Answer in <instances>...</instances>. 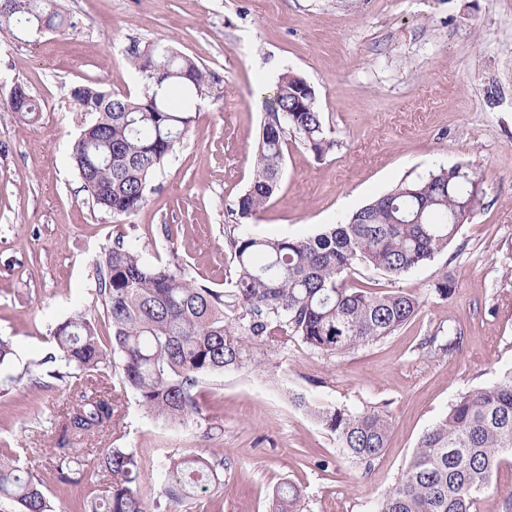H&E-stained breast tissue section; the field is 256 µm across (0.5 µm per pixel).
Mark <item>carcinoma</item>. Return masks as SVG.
<instances>
[{"label": "carcinoma", "instance_id": "1", "mask_svg": "<svg viewBox=\"0 0 512 512\" xmlns=\"http://www.w3.org/2000/svg\"><path fill=\"white\" fill-rule=\"evenodd\" d=\"M74 26L61 0H0V37L6 40ZM128 55L147 94L113 95L92 84L71 93L80 111L91 116L72 143V160L92 203L118 221L144 207L151 178L183 143L198 103L221 95V79L190 57L136 43ZM305 84L296 74H282L267 105L252 181L237 199L236 222L224 230L235 266L230 287L211 288L179 264H153L121 238L105 253L96 293L110 320L111 348L102 346L95 321L76 312L54 328V351L21 374L33 383L46 374L102 385V393L82 395L63 417L62 434L89 437L111 425L118 417V390L132 391L152 418L183 425L201 412L197 394L203 379L256 363L254 352L268 336L289 333L312 350L341 355L391 335L416 316L415 296L353 288L348 274L363 264L399 278L447 250L483 206L479 174L469 166L441 167L419 181H402L348 221L328 224L308 238L247 233L244 227L278 190L288 138L318 158L336 146ZM0 104L28 122L39 112L31 94L19 101L10 93ZM460 344L457 335L422 342L448 355ZM318 418L350 458L368 463L384 453L391 429L385 416L343 408ZM507 465L512 369L489 386L461 394L423 433L375 512H477L480 494ZM144 466L140 451L118 446L90 459L73 452L54 459L63 484L106 473L107 489L91 502L92 512H145L133 489ZM223 468L224 458L214 453L171 457L157 485L158 501L171 505L211 492ZM301 503L299 486L282 482L273 490L271 512H301ZM2 504L19 512H55L36 470L1 450Z\"/></svg>", "mask_w": 512, "mask_h": 512}]
</instances>
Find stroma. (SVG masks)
I'll return each mask as SVG.
<instances>
[{
	"label": "stroma",
	"mask_w": 512,
	"mask_h": 512,
	"mask_svg": "<svg viewBox=\"0 0 512 512\" xmlns=\"http://www.w3.org/2000/svg\"><path fill=\"white\" fill-rule=\"evenodd\" d=\"M74 28L0 45V99L13 81L40 105L35 121L0 109V336L14 349L0 365V450L34 466L59 512H82L105 476L64 485L57 445L91 452L139 449V491L152 501L170 454L220 450L221 484L176 512H269L283 481L303 491L302 512H374L422 434L466 390L512 369V0H64ZM161 43L221 80L182 147L151 183L130 222L92 206L71 160L82 114L72 88L142 91L127 50ZM303 77L335 132L322 158L289 141L282 177L253 235L304 238L344 220L401 180L470 165L484 206L448 250L391 278L357 267L350 285L415 295L414 320L375 343L329 355L296 337H267L260 367L204 380L199 415L171 427L122 396L116 428L61 436L52 425L78 402L55 378L22 379L52 351L55 325L82 310L103 342L112 330L96 293L99 265L117 238L154 263L179 262L215 288L234 267L224 237L252 180L265 101L281 74ZM452 297L433 291L441 273ZM461 333L448 356L424 338ZM306 399V406L293 402ZM378 411L391 422L384 454L348 458L315 410Z\"/></svg>",
	"instance_id": "stroma-1"
}]
</instances>
